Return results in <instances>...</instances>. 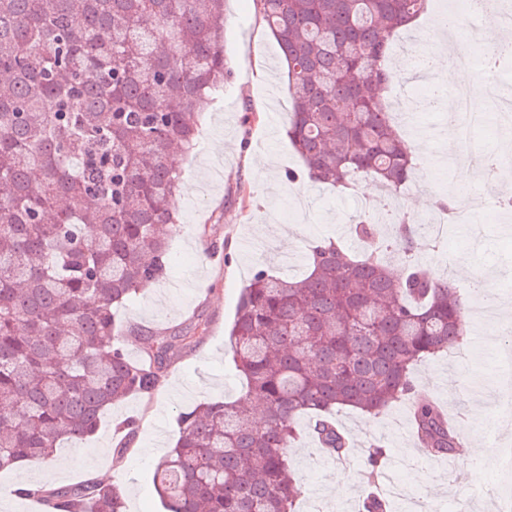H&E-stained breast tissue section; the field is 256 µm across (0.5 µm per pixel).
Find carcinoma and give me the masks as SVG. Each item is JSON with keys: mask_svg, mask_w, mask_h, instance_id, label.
I'll return each mask as SVG.
<instances>
[{"mask_svg": "<svg viewBox=\"0 0 512 512\" xmlns=\"http://www.w3.org/2000/svg\"><path fill=\"white\" fill-rule=\"evenodd\" d=\"M226 2L0 0V471L88 439L192 343L150 336L149 366L137 365L115 317L166 272L179 230L173 155L193 149L198 115L229 76ZM253 2L287 66L286 135L301 168L286 177L349 190L365 174L401 188L419 160L377 94L400 80L380 62L429 0ZM412 220L380 202L349 224L364 251L323 237L303 252V278L253 274L229 334L245 392L178 415L154 472L166 512H296L298 419L311 416L314 437L339 452L334 410L381 415L413 392L418 363L464 341L467 296L454 281L386 261L407 260ZM411 408L428 454L461 446L463 428L435 400ZM382 457L368 450V480ZM14 495L45 512L125 510L114 482Z\"/></svg>", "mask_w": 512, "mask_h": 512, "instance_id": "obj_1", "label": "carcinoma"}]
</instances>
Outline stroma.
Instances as JSON below:
<instances>
[{
  "label": "stroma",
  "mask_w": 512,
  "mask_h": 512,
  "mask_svg": "<svg viewBox=\"0 0 512 512\" xmlns=\"http://www.w3.org/2000/svg\"><path fill=\"white\" fill-rule=\"evenodd\" d=\"M456 5L457 0H433L432 14L424 16L416 30L397 35L389 66L399 67V55L407 49L433 54L438 45L435 16ZM224 48L231 68L224 99L205 109L198 127L200 148L178 158L180 229L171 241L168 272L116 316L126 353L134 362L142 359L143 336L165 339L198 324L204 331L171 361L153 395L136 394L112 405L91 440L64 448V455L73 460L70 472H57L53 463L38 459L0 472V512H44L39 501L13 496L20 484L56 489L114 479L125 490L127 512H165L153 485L158 460L148 449L172 446L180 411L207 399L241 396L243 384L228 351V334L242 287L260 267L282 278L302 277L303 268L285 267L282 256L301 254L316 238L346 235L355 213L351 201L370 204L355 191L286 180L285 169L300 164L284 131L291 104L278 47L252 0H229ZM216 141L223 150L214 156L210 145ZM417 145L425 159L419 169L428 182L424 192L458 193L457 172L445 160L446 142L421 138ZM258 164L268 172V182L260 189L250 177ZM448 237L458 243L456 253L438 245L415 251L416 261L436 274H450L461 288L470 285L473 268L503 272L500 297L512 307V213L492 206L476 210ZM493 374L487 358L463 365L440 354L415 367L413 396L437 399L449 416L462 418L465 440L482 444L486 413L478 397L465 389L477 380H491ZM452 375L458 379L453 392L447 383ZM128 417L138 422L130 436L115 428ZM333 418L349 430L356 451L347 463L334 461L313 441L308 420L299 422L290 456L303 479L300 512H355L354 501L367 488L360 470L368 449L376 445L386 450L384 471L404 486L409 499L422 500L423 512H453L449 492L461 486L466 470L444 469L427 456L401 469L395 466L401 456L413 453L401 428L391 426L396 419L409 423V401L374 419L349 409L335 411ZM344 483L348 493L337 495V486Z\"/></svg>",
  "instance_id": "stroma-1"
}]
</instances>
